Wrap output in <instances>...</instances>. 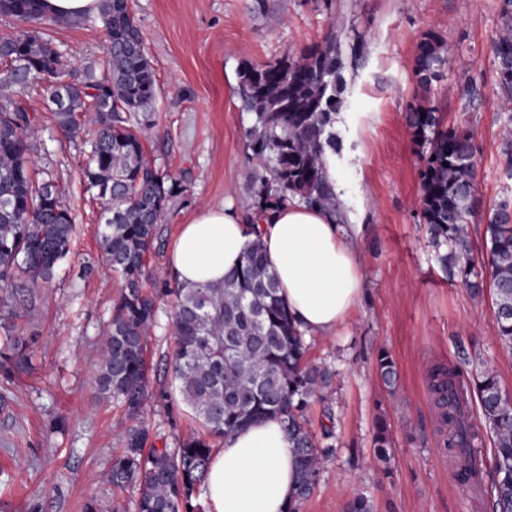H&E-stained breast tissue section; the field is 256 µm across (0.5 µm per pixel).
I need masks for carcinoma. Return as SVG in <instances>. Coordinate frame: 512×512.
I'll return each mask as SVG.
<instances>
[{"label": "carcinoma", "mask_w": 512, "mask_h": 512, "mask_svg": "<svg viewBox=\"0 0 512 512\" xmlns=\"http://www.w3.org/2000/svg\"><path fill=\"white\" fill-rule=\"evenodd\" d=\"M100 2L97 17L106 45L99 66L78 65L41 33L46 18L42 0H0V16L29 25L0 36V61L22 60L32 83L48 96L57 83L69 82L66 105L53 109L66 136L79 130L77 112L91 111L94 133L86 141L82 171L88 189L103 196L100 245L106 263L124 282L92 381L134 420L123 434L124 448L112 464L110 481L136 488L135 512L200 508L192 499L206 479L209 440L193 436L174 448L150 450L149 429L140 420L150 393L146 337L157 300L171 296L178 339L171 372L184 401L215 437L258 419L279 418L296 453V503L287 512H298L316 484L322 457L330 451L317 445L303 420L328 372L305 363V338L279 294L258 238L221 288H186L174 279L154 293L144 291L146 259L157 243L169 194L166 176L144 156L143 139L154 126L156 75L129 0ZM499 2L501 32L492 51L499 107L509 114L500 145L501 170L512 179V0ZM451 53L435 33L417 44L413 71L423 91L441 80ZM342 71L334 35L292 61L241 68L240 98L255 115L249 148L256 167L270 171V177H261L260 203L295 198L338 213L328 155L336 152ZM15 88L0 72V199L7 201L0 206V288H35L51 279L69 253L74 219L59 196L44 192L50 174L39 181L33 178L28 150L36 117L10 95ZM409 127L422 149L421 216L437 261L449 278L460 280L473 294L486 287L493 290L496 337L512 349V203L500 202L485 225L484 262L491 271L487 282L469 233L478 209L474 132L446 124L442 113L425 103L410 108ZM378 371L395 389L396 364L386 351L379 353ZM460 376L455 368L436 367L430 390L451 404ZM468 387L476 392L494 438V512H512V396L492 370L469 379ZM454 431V445L467 447L469 423L462 412L454 420Z\"/></svg>", "instance_id": "obj_1"}]
</instances>
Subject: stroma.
<instances>
[{"label":"stroma","instance_id":"obj_1","mask_svg":"<svg viewBox=\"0 0 512 512\" xmlns=\"http://www.w3.org/2000/svg\"><path fill=\"white\" fill-rule=\"evenodd\" d=\"M132 14L157 81L145 150L168 174L170 190L159 244L148 258L149 292L168 273L170 247L198 210L227 201L246 212L257 205L261 172L248 149L254 115L239 95L241 67L299 57L323 42L332 17L342 20L345 90L329 165L344 227L358 233L364 286L335 335L307 340V360L328 368L331 380L306 418L316 433L332 424L334 435L299 512H345L357 494L372 512H471L470 491L453 473L430 373L443 365L468 378L489 368L512 394V349L495 337L490 292L473 295L434 259L421 217L422 163L406 117L410 105L426 99L449 123L473 130L479 208L470 236L475 256L484 257L488 218L499 202L512 200V180L499 164L506 116L495 105L499 0H132ZM41 29L79 63L104 57L105 30L96 16L50 19ZM430 31L455 55L425 92L413 64ZM470 82L478 95H460ZM19 97L41 129L30 142L31 167L56 178L76 233L48 283L23 291L16 309L0 308V344L15 335L30 343L23 367L0 372V512H85L91 500L98 512H134L136 490L109 482L123 446L124 409L91 379L122 282L101 252V205L81 173L84 139L59 132L37 91L24 88ZM158 305L147 339L152 396L144 421L150 445L161 449L199 424L167 371L176 349L172 300ZM383 349L397 366L394 394L378 372ZM382 423L391 443L385 460L375 447Z\"/></svg>","mask_w":512,"mask_h":512}]
</instances>
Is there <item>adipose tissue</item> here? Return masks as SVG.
Here are the masks:
<instances>
[{
	"label": "adipose tissue",
	"instance_id": "ef3b65f1",
	"mask_svg": "<svg viewBox=\"0 0 512 512\" xmlns=\"http://www.w3.org/2000/svg\"><path fill=\"white\" fill-rule=\"evenodd\" d=\"M257 237L300 330L334 334L357 306L363 277L355 241L323 210L292 202L246 215L230 205L201 209L182 225L169 269L189 288L221 285ZM205 487L207 512H286L296 454L281 420L263 418L225 437Z\"/></svg>",
	"mask_w": 512,
	"mask_h": 512
}]
</instances>
